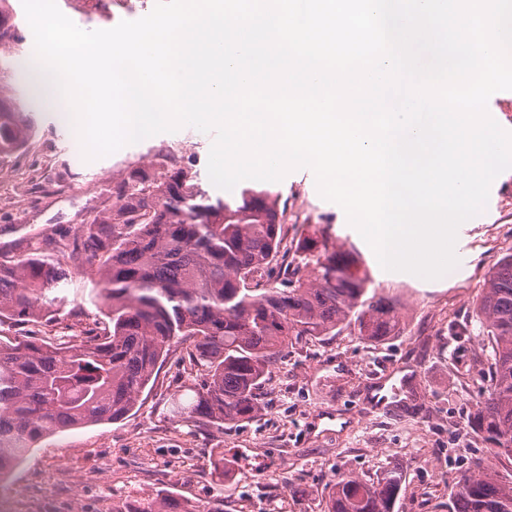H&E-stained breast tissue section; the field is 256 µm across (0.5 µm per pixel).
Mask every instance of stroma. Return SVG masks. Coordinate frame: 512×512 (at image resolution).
Listing matches in <instances>:
<instances>
[{
    "instance_id": "1",
    "label": "stroma",
    "mask_w": 512,
    "mask_h": 512,
    "mask_svg": "<svg viewBox=\"0 0 512 512\" xmlns=\"http://www.w3.org/2000/svg\"><path fill=\"white\" fill-rule=\"evenodd\" d=\"M86 31L105 30L147 15L155 0H57ZM38 125L28 153L47 157L62 183L39 204L0 171V260H15L33 244L53 249L80 243L81 228L112 210V189L140 168L160 178L170 159L206 169L213 134L184 127L160 133L88 162L72 115L45 89L23 88ZM288 209L307 221L289 238L321 229L336 244L355 246L370 276L369 291L395 299L401 330L384 343L360 342L350 330L289 347L259 391L260 411L221 428L173 418L170 403L184 386L203 380L188 344L175 347L125 418L46 436L18 467L12 485L21 512H112L114 503L170 490L224 512H327L328 487L345 475L372 482L403 473L398 512H448V493L486 444L467 420L488 394L492 349L472 314L490 271L512 254V169L491 190L489 216L468 225L462 271L447 281L393 274L348 225L344 211L318 193L310 170L274 183ZM99 304L50 323L0 325V338L82 337L101 333ZM408 387L388 412L369 393L378 378Z\"/></svg>"
}]
</instances>
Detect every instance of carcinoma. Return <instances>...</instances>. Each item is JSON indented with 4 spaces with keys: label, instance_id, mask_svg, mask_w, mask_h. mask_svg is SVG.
Listing matches in <instances>:
<instances>
[{
    "label": "carcinoma",
    "instance_id": "carcinoma-1",
    "mask_svg": "<svg viewBox=\"0 0 512 512\" xmlns=\"http://www.w3.org/2000/svg\"><path fill=\"white\" fill-rule=\"evenodd\" d=\"M17 28L0 0V45ZM26 70L0 58V86ZM36 133L24 99L0 90V156ZM112 213L82 230L79 251L30 253L0 265V324L50 321L71 298L68 266L98 285L108 329L67 341L0 340V481L49 431L125 418L181 340L205 381L177 396L173 412L217 428L253 419L257 390L288 346L353 328L380 343L401 328L397 301L368 295L358 253L322 231L284 246L279 194L243 184L212 199L198 173L160 180L131 170L112 190ZM280 262L277 275L271 265ZM492 348L488 399L468 418L496 457L512 459V254L504 256L474 313ZM403 475L331 487L327 512H395ZM112 512H216L171 494L118 502ZM448 512H512V476L481 464L451 489Z\"/></svg>",
    "mask_w": 512,
    "mask_h": 512
}]
</instances>
